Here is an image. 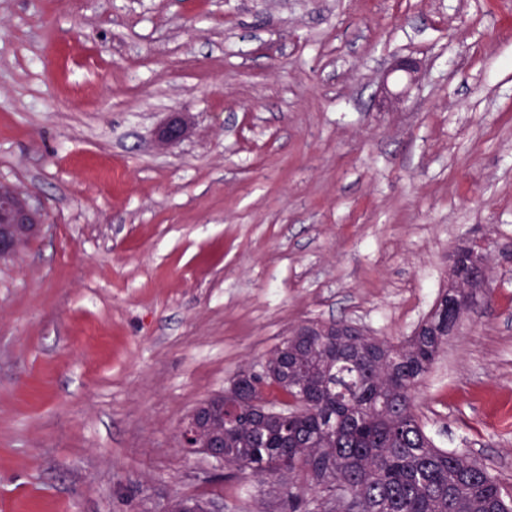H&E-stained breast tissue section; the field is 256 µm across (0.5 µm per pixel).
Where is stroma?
I'll use <instances>...</instances> for the list:
<instances>
[{
    "instance_id": "1",
    "label": "stroma",
    "mask_w": 512,
    "mask_h": 512,
    "mask_svg": "<svg viewBox=\"0 0 512 512\" xmlns=\"http://www.w3.org/2000/svg\"><path fill=\"white\" fill-rule=\"evenodd\" d=\"M0 183L43 219L0 260V512H279L179 426L304 322L409 336L455 245L512 240V0H0ZM488 263L414 402L512 486ZM404 84V90L398 94L400 98L408 95L410 90L417 86L423 76L421 61L411 56H392L387 63L383 77L382 92L386 93L389 77Z\"/></svg>"
}]
</instances>
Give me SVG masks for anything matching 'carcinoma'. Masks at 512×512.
Wrapping results in <instances>:
<instances>
[{"label": "carcinoma", "mask_w": 512, "mask_h": 512, "mask_svg": "<svg viewBox=\"0 0 512 512\" xmlns=\"http://www.w3.org/2000/svg\"><path fill=\"white\" fill-rule=\"evenodd\" d=\"M448 342V299L422 330L398 342L349 330L342 336H290L263 361L267 372L237 374L245 395L234 416L216 417L198 443H224V466L277 477L296 512L299 476L319 488L316 507L343 499L347 512H512V493L468 453L435 446L413 393ZM274 388L285 399H267ZM274 414L258 416L251 395Z\"/></svg>", "instance_id": "1"}]
</instances>
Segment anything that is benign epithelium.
<instances>
[{"label": "benign epithelium", "mask_w": 512, "mask_h": 512, "mask_svg": "<svg viewBox=\"0 0 512 512\" xmlns=\"http://www.w3.org/2000/svg\"><path fill=\"white\" fill-rule=\"evenodd\" d=\"M423 76L421 61L411 56H393L388 60L383 84L393 77L404 84L399 97H405L417 86ZM186 125L183 114L176 112L160 130L159 138L165 144H173L184 138ZM42 223L41 214L32 208L15 189L0 185V259L14 256L21 242L35 232ZM487 243L475 240L470 248L456 249L448 256V335H453L462 318L471 310L474 301L488 288ZM469 289L465 297L456 294L457 285ZM210 412V405L200 404L194 414L185 418L180 426V442L184 448L196 447V428ZM175 512H222L210 500L186 502Z\"/></svg>", "instance_id": "benign-epithelium-1"}]
</instances>
